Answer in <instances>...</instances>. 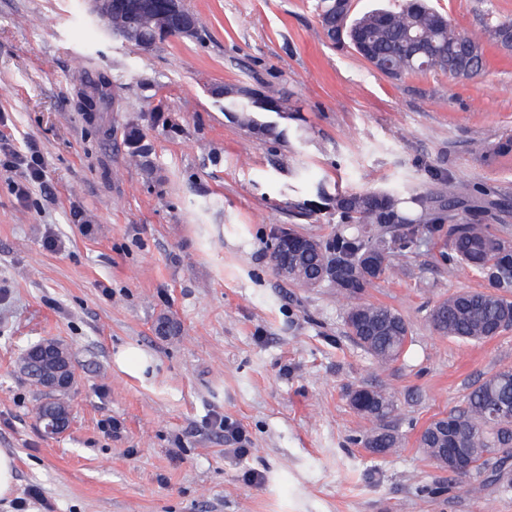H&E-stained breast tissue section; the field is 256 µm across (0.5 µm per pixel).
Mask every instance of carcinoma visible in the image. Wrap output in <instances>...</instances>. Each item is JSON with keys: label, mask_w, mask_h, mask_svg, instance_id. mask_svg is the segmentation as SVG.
Returning <instances> with one entry per match:
<instances>
[{"label": "carcinoma", "mask_w": 512, "mask_h": 512, "mask_svg": "<svg viewBox=\"0 0 512 512\" xmlns=\"http://www.w3.org/2000/svg\"><path fill=\"white\" fill-rule=\"evenodd\" d=\"M486 40L506 52L512 42L502 37L500 24H490ZM352 46L375 69L377 60L394 63L391 77L441 71L452 79L471 78L475 70L485 66L484 42L456 31L442 13L424 0H408L402 7L374 9L360 16H348L342 40L338 45ZM269 98L259 102L248 90L224 87V111L239 114L241 124L252 129L260 126L253 112H268ZM267 135L284 137V130L274 123L260 126ZM414 203L421 209L418 221L404 216V204ZM342 224L333 232L336 255L344 264L342 278L331 282L321 278L322 250L327 241L312 239V251L288 273L297 285L316 288L327 285L346 301L345 323L349 336L380 365L398 360L409 340V327L394 309L363 300V292L398 270L395 260L400 254L390 246L391 230H402L400 244L408 248L420 233H432L442 216L432 212L427 198L413 194L406 199L397 193H338L333 198ZM453 254L448 260L481 273L489 279L492 290H462L448 295L432 310L431 323L442 336L482 343L512 330V281L500 283L491 272L512 257L505 241L489 233L480 224H461L452 241ZM380 253V266L373 277H363L366 255ZM361 414L375 423L365 436L368 448H395L400 435L395 427L398 404L394 396L382 389L361 407ZM465 448L476 462L473 479L477 492L486 486L499 491L512 488V459L496 457L498 448L512 446V368H504L488 376L465 396L464 406L432 419L423 429L418 445L435 464L453 472L449 462L440 459L437 449L443 441Z\"/></svg>", "instance_id": "obj_1"}]
</instances>
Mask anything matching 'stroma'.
Returning a JSON list of instances; mask_svg holds the SVG:
<instances>
[{
	"label": "stroma",
	"instance_id": "stroma-1",
	"mask_svg": "<svg viewBox=\"0 0 512 512\" xmlns=\"http://www.w3.org/2000/svg\"><path fill=\"white\" fill-rule=\"evenodd\" d=\"M317 3L187 0L198 36L147 50L112 36L88 0H0V449L17 459L28 512H512V493L469 492L417 446L471 385L512 367V331L474 344L430 322L449 294L490 288L449 268V229L512 239V171L491 172L481 153L512 132V53L486 44L466 81L391 78L324 37ZM430 3L480 39L512 22V0ZM101 78L109 98L91 117L80 94ZM224 85L283 98L285 112L256 119L285 137L225 111L211 93ZM132 130L152 174L129 155ZM34 152L44 173L23 200L15 159ZM451 181L467 194L448 200ZM376 191L425 195L444 216L367 291L410 326L386 366L349 336L331 288L278 275L268 251L282 229L328 237L333 196ZM162 318L171 333L156 331ZM47 338L76 372L57 436L18 367ZM125 347L150 356L144 374L116 367ZM362 385L399 406L401 443L383 456L349 401ZM220 417L242 429L246 461Z\"/></svg>",
	"mask_w": 512,
	"mask_h": 512
}]
</instances>
